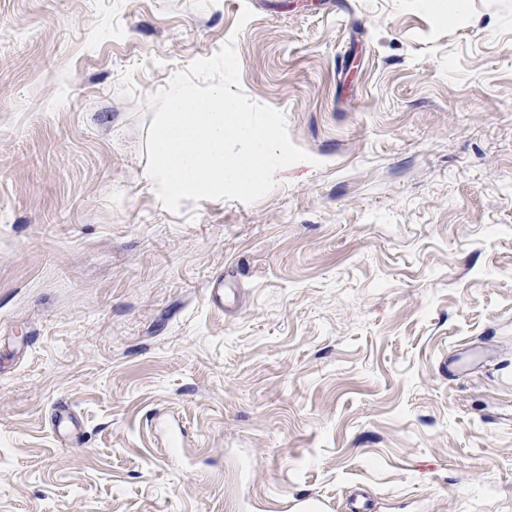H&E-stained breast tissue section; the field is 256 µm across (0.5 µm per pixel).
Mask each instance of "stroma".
<instances>
[{
    "mask_svg": "<svg viewBox=\"0 0 512 512\" xmlns=\"http://www.w3.org/2000/svg\"><path fill=\"white\" fill-rule=\"evenodd\" d=\"M439 4L0 0V512H512V0ZM230 39L309 158L169 212ZM291 512H333L334 503L321 496L293 497L289 501Z\"/></svg>",
    "mask_w": 512,
    "mask_h": 512,
    "instance_id": "stroma-1",
    "label": "stroma"
}]
</instances>
